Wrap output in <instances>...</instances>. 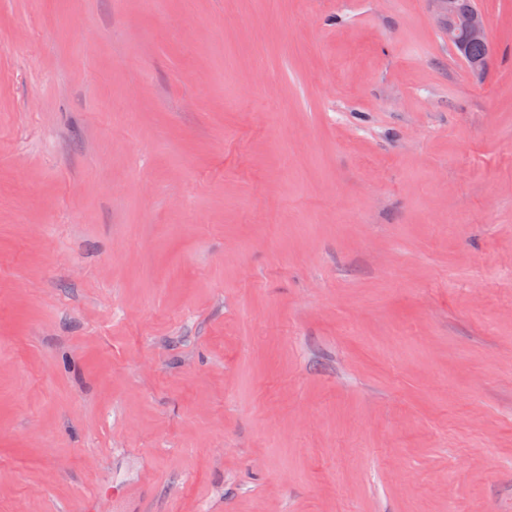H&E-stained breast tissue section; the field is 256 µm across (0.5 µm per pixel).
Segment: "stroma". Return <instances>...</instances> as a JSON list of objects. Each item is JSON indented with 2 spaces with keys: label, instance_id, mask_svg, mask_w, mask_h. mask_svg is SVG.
Masks as SVG:
<instances>
[{
  "label": "stroma",
  "instance_id": "35a3bbf8",
  "mask_svg": "<svg viewBox=\"0 0 512 512\" xmlns=\"http://www.w3.org/2000/svg\"><path fill=\"white\" fill-rule=\"evenodd\" d=\"M0 0V512H512V0ZM435 12L448 18V43L466 55L469 41H489L484 13L476 0H431Z\"/></svg>",
  "mask_w": 512,
  "mask_h": 512
}]
</instances>
